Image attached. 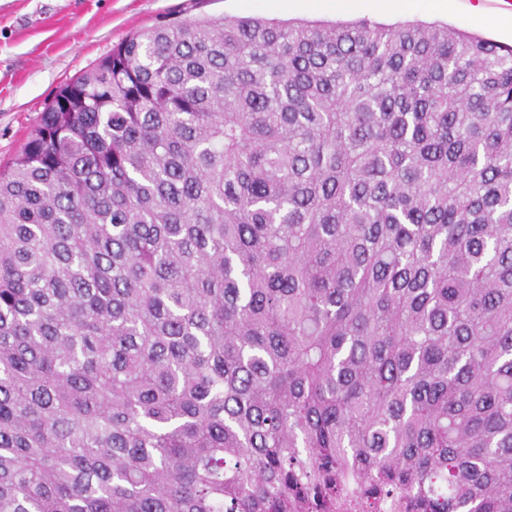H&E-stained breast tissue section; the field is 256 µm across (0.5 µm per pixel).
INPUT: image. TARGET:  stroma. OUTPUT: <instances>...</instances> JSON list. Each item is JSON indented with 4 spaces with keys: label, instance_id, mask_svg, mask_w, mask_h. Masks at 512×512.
I'll return each mask as SVG.
<instances>
[{
    "label": "stroma",
    "instance_id": "35a3bbf8",
    "mask_svg": "<svg viewBox=\"0 0 512 512\" xmlns=\"http://www.w3.org/2000/svg\"><path fill=\"white\" fill-rule=\"evenodd\" d=\"M261 15L277 19L385 25L451 24L512 44V0H0V170L20 153L60 86L107 57L130 35L204 16Z\"/></svg>",
    "mask_w": 512,
    "mask_h": 512
}]
</instances>
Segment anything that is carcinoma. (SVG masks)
<instances>
[{
	"label": "carcinoma",
	"instance_id": "obj_1",
	"mask_svg": "<svg viewBox=\"0 0 512 512\" xmlns=\"http://www.w3.org/2000/svg\"><path fill=\"white\" fill-rule=\"evenodd\" d=\"M0 512H512V47L202 18L0 171Z\"/></svg>",
	"mask_w": 512,
	"mask_h": 512
}]
</instances>
